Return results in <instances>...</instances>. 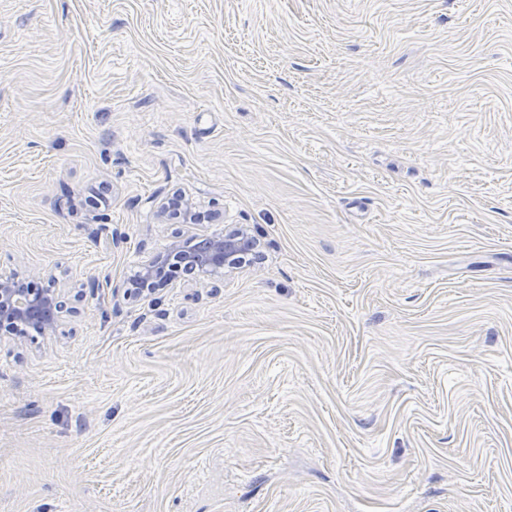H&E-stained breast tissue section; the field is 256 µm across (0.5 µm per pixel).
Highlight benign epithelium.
<instances>
[{"mask_svg":"<svg viewBox=\"0 0 512 512\" xmlns=\"http://www.w3.org/2000/svg\"><path fill=\"white\" fill-rule=\"evenodd\" d=\"M254 248L253 238L243 229L210 237L196 247L172 241L138 272V284L127 295L141 296L166 288L190 272L200 282L224 272V266L239 261ZM64 306L55 281L30 274H0V340L53 336Z\"/></svg>","mask_w":512,"mask_h":512,"instance_id":"1","label":"benign epithelium"}]
</instances>
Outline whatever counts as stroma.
<instances>
[{
  "mask_svg": "<svg viewBox=\"0 0 512 512\" xmlns=\"http://www.w3.org/2000/svg\"><path fill=\"white\" fill-rule=\"evenodd\" d=\"M14 271L0 512H512V0H0ZM204 239L196 247L187 245L193 239L172 241L141 268L136 277L138 284L135 289L128 288L127 295L141 296L145 291L152 294L179 281L183 272L194 273L203 282L223 273L226 263H237L254 248L253 238L243 229ZM43 282L30 274H0V342L55 335L64 306L55 280Z\"/></svg>",
  "mask_w": 512,
  "mask_h": 512,
  "instance_id": "1",
  "label": "stroma"
}]
</instances>
